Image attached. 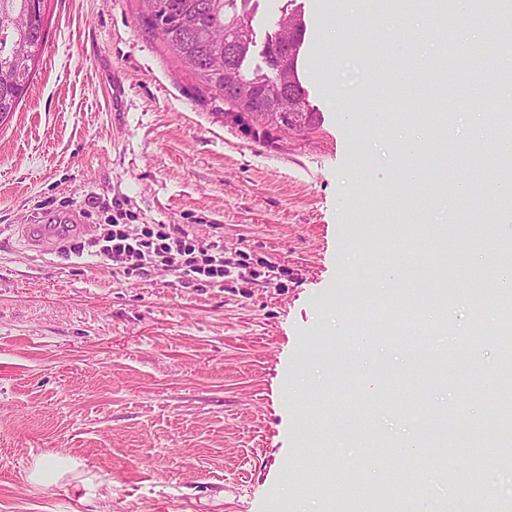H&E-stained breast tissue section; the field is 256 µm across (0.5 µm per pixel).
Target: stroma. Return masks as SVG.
Listing matches in <instances>:
<instances>
[{"label":"stroma","instance_id":"35a3bbf8","mask_svg":"<svg viewBox=\"0 0 512 512\" xmlns=\"http://www.w3.org/2000/svg\"><path fill=\"white\" fill-rule=\"evenodd\" d=\"M302 2L317 120L266 137L146 30L142 0H48L33 80L0 126V512H334L353 485L404 484L410 439L495 467L503 378L481 363L502 353L465 344L512 300L490 308L458 284L450 307H423L437 326L414 349L389 338L385 297L418 298L428 262L453 260L376 179L403 129L378 88L404 64L387 20L352 17L347 41L381 51L343 52L330 20L346 0ZM123 210L277 268L187 286L19 243L51 214L83 216L72 240L89 244ZM389 264L401 276L384 292ZM366 334L341 375L338 350ZM380 363L412 373L401 399L366 388ZM463 375L480 399L458 391ZM419 396L447 411L439 429L415 418ZM58 455L76 469L32 485L34 458Z\"/></svg>","mask_w":512,"mask_h":512}]
</instances>
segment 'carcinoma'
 <instances>
[{"instance_id": "1", "label": "carcinoma", "mask_w": 512, "mask_h": 512, "mask_svg": "<svg viewBox=\"0 0 512 512\" xmlns=\"http://www.w3.org/2000/svg\"><path fill=\"white\" fill-rule=\"evenodd\" d=\"M149 29L175 51L182 62L205 85L224 96L235 117L263 120L269 112L282 113V127L288 129V113H307V126L315 124L301 80L288 85L284 70L298 72L299 54L288 50L278 37L294 36L304 42V14L296 0H285L275 32L268 37L264 66H246L255 44L251 17L258 0H143ZM448 0L438 4L434 35L440 44L438 57L417 66L412 85H394L404 112H417L411 100L413 88L427 97L429 111L447 113L467 101L466 91L483 88L491 106V124L500 137H512V74L491 73L479 66L459 68L460 43L448 35L442 18ZM45 0H0V124L13 114L33 79L39 50L44 40ZM414 310L391 309L390 328L398 330L412 319ZM478 345L493 344L502 352L512 350V320H503L494 331H481ZM467 473L477 482L492 487L495 476L484 472L477 459L468 461ZM484 512H512V498L490 490L483 500Z\"/></svg>"}]
</instances>
